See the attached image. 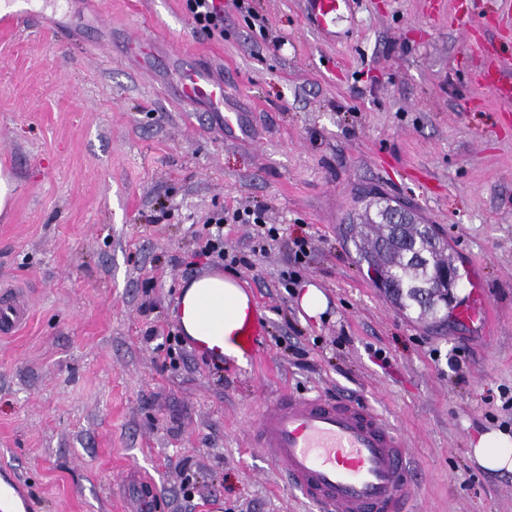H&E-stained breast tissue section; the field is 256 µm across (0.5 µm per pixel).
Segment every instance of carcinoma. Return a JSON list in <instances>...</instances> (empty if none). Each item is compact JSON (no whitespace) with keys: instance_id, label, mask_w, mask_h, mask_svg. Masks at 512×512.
<instances>
[{"instance_id":"carcinoma-1","label":"carcinoma","mask_w":512,"mask_h":512,"mask_svg":"<svg viewBox=\"0 0 512 512\" xmlns=\"http://www.w3.org/2000/svg\"><path fill=\"white\" fill-rule=\"evenodd\" d=\"M347 241L354 246L358 262L367 266L375 287L393 288L385 295L401 310L418 307L416 289L431 282V274L442 266L454 265L447 245L438 239L428 224L411 220L409 224L392 227L363 215L361 223L344 225ZM417 250L427 256L424 264L409 260L407 252Z\"/></svg>"}]
</instances>
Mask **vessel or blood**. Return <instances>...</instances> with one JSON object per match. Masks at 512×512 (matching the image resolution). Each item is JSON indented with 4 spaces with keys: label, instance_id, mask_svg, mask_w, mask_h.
Listing matches in <instances>:
<instances>
[{
    "label": "vessel or blood",
    "instance_id": "obj_1",
    "mask_svg": "<svg viewBox=\"0 0 512 512\" xmlns=\"http://www.w3.org/2000/svg\"><path fill=\"white\" fill-rule=\"evenodd\" d=\"M307 15L320 31L335 27L350 0H305ZM500 98L512 97V78L495 59L477 82ZM168 92L175 98L224 109V82L199 65L187 66ZM27 319L24 306L0 305V333H15ZM264 335L254 313H247L229 341L195 340L197 349L219 359L225 343L256 357ZM256 447L278 464L289 485L318 512H406L415 496V471L408 451L390 423L363 402L286 393L267 406L253 432Z\"/></svg>",
    "mask_w": 512,
    "mask_h": 512
}]
</instances>
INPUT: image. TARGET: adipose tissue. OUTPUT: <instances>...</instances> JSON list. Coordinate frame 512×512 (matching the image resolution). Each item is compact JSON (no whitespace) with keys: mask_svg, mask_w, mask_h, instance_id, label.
I'll use <instances>...</instances> for the list:
<instances>
[{"mask_svg":"<svg viewBox=\"0 0 512 512\" xmlns=\"http://www.w3.org/2000/svg\"><path fill=\"white\" fill-rule=\"evenodd\" d=\"M183 324L197 338L228 336L241 326L249 297L230 277L205 276L192 282L183 295ZM476 462L493 473H512V440L495 433L480 437L472 449Z\"/></svg>","mask_w":512,"mask_h":512,"instance_id":"obj_1","label":"adipose tissue"}]
</instances>
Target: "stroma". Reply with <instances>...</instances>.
Masks as SVG:
<instances>
[{
  "instance_id": "35a3bbf8",
  "label": "stroma",
  "mask_w": 512,
  "mask_h": 512,
  "mask_svg": "<svg viewBox=\"0 0 512 512\" xmlns=\"http://www.w3.org/2000/svg\"><path fill=\"white\" fill-rule=\"evenodd\" d=\"M223 3L211 36L183 0H71L0 28V167L18 182L0 286L32 308L0 340V474L34 512H129L131 472L155 485L152 512H315L249 445L290 389L385 416L411 452L417 512H512V473L470 455L484 434L512 438V101L476 85L512 54V16L499 0H352L325 36L303 0H251L263 36ZM471 10L489 18L473 34ZM131 39L153 62L125 54ZM173 54L223 77L233 129L168 95ZM373 198L453 254L463 280L443 322L402 313L360 268L342 226ZM239 205L279 229L231 271L263 352L175 353L186 284L226 271L195 254L205 221ZM307 284L328 299L315 318ZM476 285L492 318L467 325ZM328 301L325 294L314 286H308L301 295L300 307L309 317H315L327 309Z\"/></svg>"
}]
</instances>
